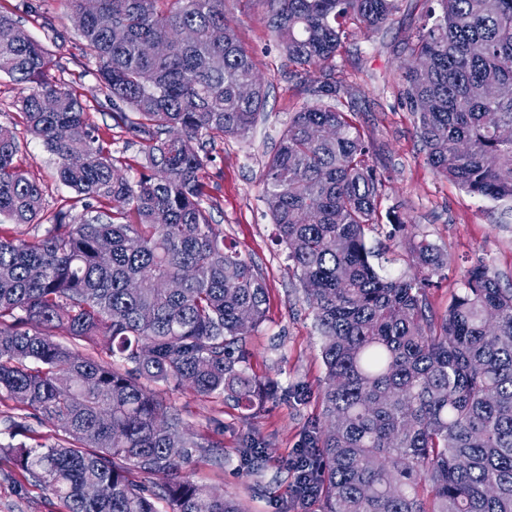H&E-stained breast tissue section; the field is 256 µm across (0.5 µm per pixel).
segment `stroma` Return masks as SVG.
<instances>
[{"mask_svg": "<svg viewBox=\"0 0 512 512\" xmlns=\"http://www.w3.org/2000/svg\"><path fill=\"white\" fill-rule=\"evenodd\" d=\"M51 18L44 28L29 15L15 19L52 54L50 77L89 101L91 120L99 126L122 172L136 178L145 161L142 145L112 125L111 104L92 98L97 83L93 68L82 56L79 33L61 0H40ZM434 0H401L392 19L372 31L349 28L336 58V72L351 87L355 119L373 143V164L385 175L378 224L366 231L373 250H393L395 274L409 272L408 259L415 244L427 240L441 252L444 266L428 291L434 313L447 310L471 265L483 262L502 287L512 286V216L503 203L470 195L452 181L434 175L424 162L414 116L407 107L394 71L402 42L413 37L434 8ZM263 0H228L225 18L248 48L266 82V105L248 139L214 135V161L207 169L206 192L213 223L224 229L226 244L236 246L261 273L267 287L266 320L249 336L250 372L278 378L280 395L264 403L250 425H243L238 410L213 403L183 389L170 397L191 431L212 437L214 447L196 453L187 473L192 480L212 486L217 493L239 501L244 512H319L316 501L300 504L291 493L294 474L288 459L321 419L318 395L326 382L320 339L314 316L288 261L275 239V228L263 200V164L306 96L299 85L313 84L319 74L312 68L296 76L286 74L284 59L262 22ZM19 167L40 182L44 212L40 224L27 227L29 235L42 233L71 192L57 179V160L42 142L21 135L16 157ZM398 215L403 230H395L390 215ZM302 384L308 401L294 397L292 387ZM252 433L265 451L260 477L238 474L233 463L245 433ZM228 462H213L217 453ZM0 512H64L51 492L31 486L14 466L0 459Z\"/></svg>", "mask_w": 512, "mask_h": 512, "instance_id": "1", "label": "stroma"}]
</instances>
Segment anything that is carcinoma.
<instances>
[{"label": "carcinoma", "mask_w": 512, "mask_h": 512, "mask_svg": "<svg viewBox=\"0 0 512 512\" xmlns=\"http://www.w3.org/2000/svg\"><path fill=\"white\" fill-rule=\"evenodd\" d=\"M226 2L63 0L83 18L114 126L143 143L146 166L132 181L87 103L49 79L46 46L0 9V74L37 85L15 125L0 126V218L16 226L0 232V397L62 436L0 444V457L66 512H242L183 474L217 443L149 387H188L247 413L280 389L249 373L265 282L204 207L212 135L248 137L266 99ZM265 2L264 26L288 66L321 70L307 89L315 103L293 113L263 174L326 368L322 423L301 447L292 492L311 490L322 512H512V288L478 264L436 316L427 290L444 265L437 248L418 242L415 274L387 278L365 242L383 179L339 101L336 56L344 24L377 29L400 0ZM436 2L400 66L426 163L512 206V96L485 94L512 87V0ZM143 43L159 52L141 54ZM245 83L256 86L250 98L239 94ZM19 126L58 159L83 207L59 209L28 238L21 227L40 220L44 192L15 163ZM238 453L245 475L261 472L254 440Z\"/></svg>", "instance_id": "cac0c4a2"}]
</instances>
